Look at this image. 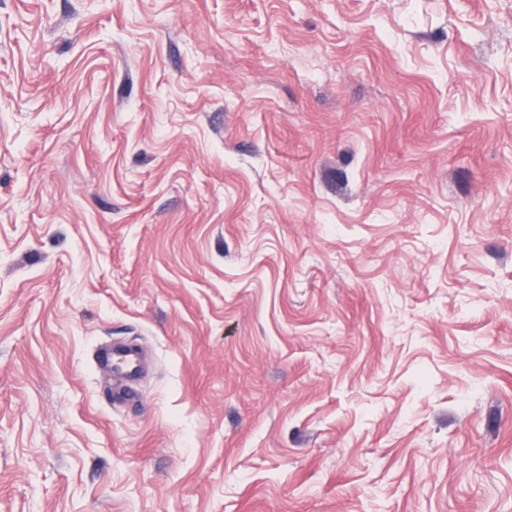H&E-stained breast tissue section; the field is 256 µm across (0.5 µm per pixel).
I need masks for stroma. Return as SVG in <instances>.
<instances>
[{
  "instance_id": "35a3bbf8",
  "label": "stroma",
  "mask_w": 512,
  "mask_h": 512,
  "mask_svg": "<svg viewBox=\"0 0 512 512\" xmlns=\"http://www.w3.org/2000/svg\"><path fill=\"white\" fill-rule=\"evenodd\" d=\"M0 512H512V0H0ZM97 361L100 367L114 372L125 387L134 380L142 369L139 350L125 344H114L100 351Z\"/></svg>"
}]
</instances>
